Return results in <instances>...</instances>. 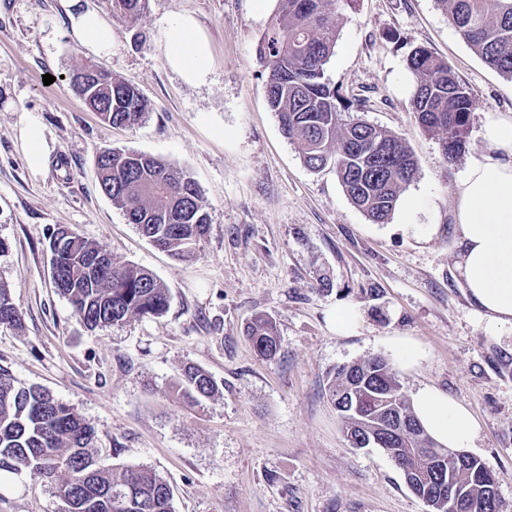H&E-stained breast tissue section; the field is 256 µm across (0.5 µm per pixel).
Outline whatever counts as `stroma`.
Here are the masks:
<instances>
[{
	"mask_svg": "<svg viewBox=\"0 0 512 512\" xmlns=\"http://www.w3.org/2000/svg\"><path fill=\"white\" fill-rule=\"evenodd\" d=\"M90 3L112 29L100 65L151 104L135 127L102 123L72 88L70 73L91 55L69 32L64 0H0V282L22 315L20 328L0 327V366L91 423L102 466L154 468L175 512H428L384 450L348 445L325 392L337 366L382 355L406 395L430 387L472 412L469 453L512 512V333L489 335L467 297L453 204L461 171L486 148V118L512 113V79L461 39L436 0L339 9L326 78L418 161L389 220L375 224L333 171L304 165L268 106L257 45L276 0H148L134 23L109 0ZM181 15L210 44L201 84L166 61L167 26ZM417 46L444 58L475 97L453 162L412 110L404 75ZM32 120L51 146L37 173L22 142ZM107 148L161 157L197 182L212 223L190 259L153 246L100 191L96 157ZM62 225L157 275L167 311L87 329L52 283L49 237ZM323 276L330 290H318ZM345 304L361 315L350 333L334 321ZM258 314L277 323L276 359L259 357L244 334ZM407 342L420 351L411 364ZM188 363L222 381L221 396L201 407L180 398L174 383ZM61 509L27 470L0 491V512Z\"/></svg>",
	"mask_w": 512,
	"mask_h": 512,
	"instance_id": "35a3bbf8",
	"label": "stroma"
}]
</instances>
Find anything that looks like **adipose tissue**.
<instances>
[{"instance_id": "ef3b65f1", "label": "adipose tissue", "mask_w": 512, "mask_h": 512, "mask_svg": "<svg viewBox=\"0 0 512 512\" xmlns=\"http://www.w3.org/2000/svg\"><path fill=\"white\" fill-rule=\"evenodd\" d=\"M74 38L98 55L112 52V33L84 0H67ZM169 67L189 84L206 82L211 51L195 19L182 15L166 33ZM487 149L460 176L455 192V223L460 246L457 269L471 304L487 333L512 328V115L496 114L482 128ZM412 404L439 443L469 448L478 423L461 403L431 388L420 389Z\"/></svg>"}]
</instances>
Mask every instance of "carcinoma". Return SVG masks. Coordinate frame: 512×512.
I'll return each mask as SVG.
<instances>
[{
    "instance_id": "cac0c4a2",
    "label": "carcinoma",
    "mask_w": 512,
    "mask_h": 512,
    "mask_svg": "<svg viewBox=\"0 0 512 512\" xmlns=\"http://www.w3.org/2000/svg\"><path fill=\"white\" fill-rule=\"evenodd\" d=\"M354 0H277L258 45L268 69L266 97L283 136L312 170L330 168L351 204L371 222L384 224L399 193L418 173L409 148L394 134L358 116L342 119L349 102L325 77L336 46V5ZM448 21L480 58L512 79V0H437ZM146 0H112L115 15L134 23ZM416 81L412 109L418 124L438 138L449 159L465 147L474 109L470 89L448 63L426 47L407 56ZM112 98L87 97L90 109L112 125L132 127L151 110L132 85L105 73ZM98 185L113 206L154 246L186 260L208 233L211 216L195 181L164 159L136 151L105 149L96 160ZM54 287L83 324L95 330L131 318L162 314L168 289L152 272L112 255L70 228L50 240ZM21 313L10 289L0 282V327L16 328ZM255 352L272 359L280 349L276 322L256 316L247 326ZM187 400L199 404L222 393L204 368L187 365L176 384ZM327 393L342 418L344 435L382 433L393 413L407 428L390 443L389 456L414 495L429 512H448V489L464 504L463 512H500L494 475L467 453L453 451L429 435L414 415L393 365L382 356L345 365L327 381ZM448 457L440 471L433 457ZM25 468L50 483L66 512H173L171 487L144 465L99 466L95 427L69 405L41 387H18L0 367V476Z\"/></svg>"
}]
</instances>
